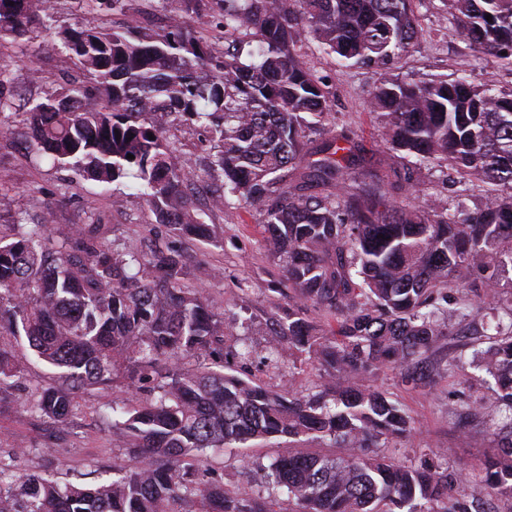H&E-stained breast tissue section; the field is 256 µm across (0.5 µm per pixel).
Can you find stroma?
Instances as JSON below:
<instances>
[{
  "instance_id": "35a3bbf8",
  "label": "stroma",
  "mask_w": 512,
  "mask_h": 512,
  "mask_svg": "<svg viewBox=\"0 0 512 512\" xmlns=\"http://www.w3.org/2000/svg\"><path fill=\"white\" fill-rule=\"evenodd\" d=\"M106 18L94 0H55L54 22L41 30L39 41L50 40L54 30L73 26L100 25ZM418 43L397 66L400 76L416 81L438 77L455 78L459 70H469L475 82L493 79L499 88L512 89V71L498 67L494 59L472 50L468 42L449 27L441 0H432L421 9ZM33 44L0 48V69L9 82L0 88L7 97H39L54 90L68 77L80 76L74 60L54 53L34 55ZM305 61L331 85L330 114L323 139L347 135L358 169L379 178L402 169L403 159L392 156L385 146L382 128L367 106L369 93L378 74L367 67L341 68L323 54L316 43L305 46ZM15 135L0 136V184L7 189L0 196V225L13 224L18 213L39 215L52 211L54 232H64L83 223L87 209H97L109 224L108 238L116 245H137L148 235L153 219L144 200L126 179L102 187L75 171L37 160L34 150L22 136L21 114H13ZM205 221L212 239L202 243L183 240L182 246L197 261L211 269L213 276L203 283L187 277L188 286H202L224 319V351L232 353L237 339L244 338L262 348L272 323L282 319L289 304L295 303L293 289L285 287L282 267L274 259L263 230L261 213L241 208L230 213L213 212ZM282 292H275V285ZM476 337L450 336L441 341L432 359L439 377L434 386L416 387L402 381L398 371L384 368L373 378V385L416 421L411 434L391 440L388 452L405 464L429 459L447 469L451 479L450 496L470 498L480 484L483 465L497 446L498 424L472 422L462 426L450 411L460 395L491 398L493 392L483 374L471 363ZM462 355L455 372L445 365L449 351ZM252 375L279 392L309 393L318 379L310 366L288 362L273 369L252 366ZM123 387L89 389L76 396L75 413L67 423L53 424L36 416L24 398L0 407V454L14 456L15 470L24 475L48 471L62 482L98 483L111 479L113 465L130 464L131 456L100 416L105 404L125 402ZM284 438L256 442L249 448H233L209 456L208 467L224 477L227 489L239 492L259 490L263 469L277 455L291 451Z\"/></svg>"
}]
</instances>
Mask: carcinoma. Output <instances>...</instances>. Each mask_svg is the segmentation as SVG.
<instances>
[{
  "instance_id": "cac0c4a2",
  "label": "carcinoma",
  "mask_w": 512,
  "mask_h": 512,
  "mask_svg": "<svg viewBox=\"0 0 512 512\" xmlns=\"http://www.w3.org/2000/svg\"><path fill=\"white\" fill-rule=\"evenodd\" d=\"M449 24L474 49L512 69V0H442ZM125 15L136 0H96ZM426 0H146L164 24L76 26L48 48L79 65L93 85L65 84L23 100L26 139L40 156L108 186L126 178L155 216L146 249L106 240L96 210L55 234L51 213L0 232V404L21 378L27 351L56 370L57 384L26 403L66 421L82 389L118 378L134 396L108 405L131 466L112 479L60 483L15 477L0 457V512H271L266 499L230 494L205 459L233 444L283 437L328 439L339 455L288 452L264 469L266 488L298 512H469L448 497V472L373 451L414 428L413 418L372 385L384 367L430 385L431 359L456 328L488 346L472 362L495 382L508 431L485 464V488L512 498V89L469 75L417 82L390 70L421 36ZM492 16L487 21L486 15ZM52 20L51 0H0V46L30 42ZM342 67L382 70L369 94L387 148L414 169H450L455 204L390 202L422 192L413 169L393 182L350 171L338 135L309 147L331 92L304 61L305 40ZM194 127L209 143L203 173L184 167L165 127ZM121 138H116V135ZM154 139H149V135ZM134 158H127V154ZM298 172L300 186L285 178ZM478 181L481 207L461 200ZM250 207L264 216L271 253L297 302L258 350L239 341L240 369L224 364V322L185 277L200 266L177 239H208L195 209ZM316 187L320 193H305ZM336 316L324 330L308 309ZM288 359L318 367L315 392L298 397L256 381L247 365ZM206 363L186 372L180 361ZM453 412L491 417L480 400Z\"/></svg>"
}]
</instances>
